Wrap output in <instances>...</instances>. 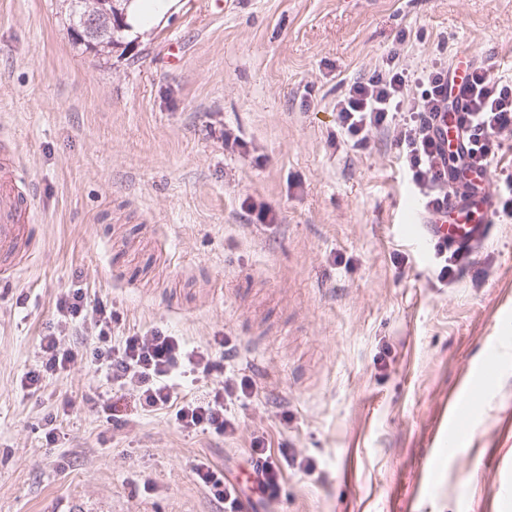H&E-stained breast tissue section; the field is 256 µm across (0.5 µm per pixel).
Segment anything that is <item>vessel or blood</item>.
Listing matches in <instances>:
<instances>
[{
    "instance_id": "obj_1",
    "label": "vessel or blood",
    "mask_w": 512,
    "mask_h": 512,
    "mask_svg": "<svg viewBox=\"0 0 512 512\" xmlns=\"http://www.w3.org/2000/svg\"><path fill=\"white\" fill-rule=\"evenodd\" d=\"M435 130L446 155L458 154L466 143L455 117L441 113ZM448 207L438 213L419 211L414 220L420 223L423 239L428 243H448L466 256L480 254L493 231L497 200L487 181L477 189L458 191L457 181H449ZM35 197L9 149H0V252H12L24 236L28 224L34 223Z\"/></svg>"
}]
</instances>
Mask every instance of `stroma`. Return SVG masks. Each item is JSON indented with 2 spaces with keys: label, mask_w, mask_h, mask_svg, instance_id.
Returning a JSON list of instances; mask_svg holds the SVG:
<instances>
[{
  "label": "stroma",
  "mask_w": 512,
  "mask_h": 512,
  "mask_svg": "<svg viewBox=\"0 0 512 512\" xmlns=\"http://www.w3.org/2000/svg\"><path fill=\"white\" fill-rule=\"evenodd\" d=\"M67 14L0 0V139L38 244L0 282V512H224L192 466L245 482L258 435L314 466L258 512H477L480 488L512 512V219L439 283L392 133L351 150L333 109L393 51L512 80V0H172L103 55L72 43ZM74 284L119 335L235 340L258 386L235 436L184 432L128 390L113 432L80 360L22 390Z\"/></svg>",
  "instance_id": "1"
}]
</instances>
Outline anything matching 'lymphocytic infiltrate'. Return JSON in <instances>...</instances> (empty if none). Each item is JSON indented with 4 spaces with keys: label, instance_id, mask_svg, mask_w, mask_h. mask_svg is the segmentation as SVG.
I'll return each instance as SVG.
<instances>
[{
    "label": "lymphocytic infiltrate",
    "instance_id": "obj_1",
    "mask_svg": "<svg viewBox=\"0 0 512 512\" xmlns=\"http://www.w3.org/2000/svg\"><path fill=\"white\" fill-rule=\"evenodd\" d=\"M461 96L466 99L462 107L457 104ZM335 108L344 140L354 150L366 148L372 132L393 130L414 190L427 209L438 211L447 205L448 193L440 170L444 151L433 120L442 112H459L458 123L468 140L466 152L458 156L460 164L467 173L488 172L502 147V133L512 132V83L477 66L457 96L447 66L437 63L414 72L392 54L371 76L347 83ZM55 311L54 322L39 338L40 365L23 374L22 389L40 391L47 377L66 371L82 357L106 389L134 392L142 411L170 410L178 427L187 432L199 430L221 438L236 434L239 421L234 410L256 396L257 385L252 376L232 367L237 345L230 337L191 347L180 337L154 330L116 341L111 306L103 301L89 305L79 288L68 289L57 299ZM84 326L90 329V343L79 350L63 343L66 331ZM188 375L211 378L215 384L206 392L178 397L173 383ZM250 456L261 499L276 500L295 456L284 448L272 449L259 436L252 441ZM192 471L198 484L223 502L224 512H243L244 493L223 468L201 459Z\"/></svg>",
    "mask_w": 512,
    "mask_h": 512
}]
</instances>
